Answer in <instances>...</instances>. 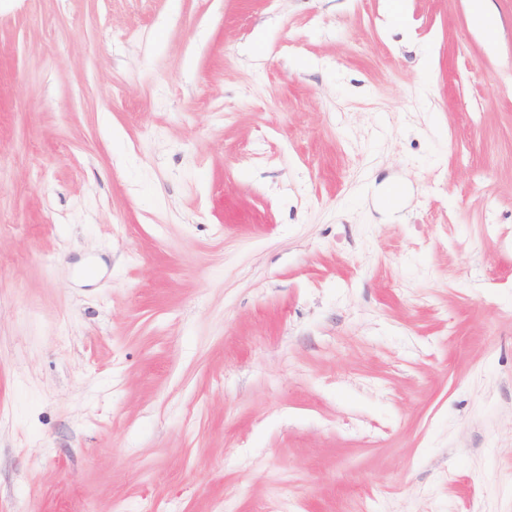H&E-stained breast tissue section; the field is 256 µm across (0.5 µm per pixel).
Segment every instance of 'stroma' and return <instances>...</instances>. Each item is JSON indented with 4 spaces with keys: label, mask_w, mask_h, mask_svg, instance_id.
Returning a JSON list of instances; mask_svg holds the SVG:
<instances>
[{
    "label": "stroma",
    "mask_w": 512,
    "mask_h": 512,
    "mask_svg": "<svg viewBox=\"0 0 512 512\" xmlns=\"http://www.w3.org/2000/svg\"><path fill=\"white\" fill-rule=\"evenodd\" d=\"M0 0V512H512V0ZM472 21L474 27L482 32L489 40L495 32V17L489 6V0H473Z\"/></svg>",
    "instance_id": "obj_1"
}]
</instances>
